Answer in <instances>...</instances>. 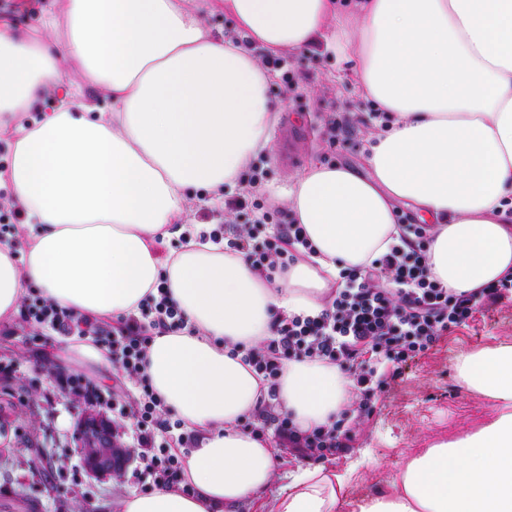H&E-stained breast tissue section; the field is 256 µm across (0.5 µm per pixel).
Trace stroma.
Masks as SVG:
<instances>
[{"mask_svg":"<svg viewBox=\"0 0 512 512\" xmlns=\"http://www.w3.org/2000/svg\"><path fill=\"white\" fill-rule=\"evenodd\" d=\"M280 73L268 87L272 100L285 101L275 125L271 152L258 154L241 174L262 176L256 198L275 224L291 220L285 204L296 176L311 162L347 166L368 173L371 142L386 126L375 103L364 98L349 62L313 45L284 51ZM300 81L287 87L286 78ZM344 127V143L328 139L331 121ZM512 342V300L478 309L467 325L448 331L429 350L409 359L399 379L382 393L372 416L356 428L349 451L327 457V468L357 464L353 491L383 490L402 457L441 434L459 430L486 411L482 398L466 392L456 375V352ZM79 340L25 322L21 315L0 320V362L18 372L0 383V512H120L121 501L153 487L132 459L120 477L90 475L76 441L83 402L64 396L46 401L53 367H79L103 393L120 401L141 387L120 368L103 369L80 356Z\"/></svg>","mask_w":512,"mask_h":512,"instance_id":"stroma-1","label":"stroma"}]
</instances>
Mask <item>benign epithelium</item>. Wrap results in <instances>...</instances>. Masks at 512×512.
I'll list each match as a JSON object with an SVG mask.
<instances>
[{"label":"benign epithelium","instance_id":"benign-epithelium-1","mask_svg":"<svg viewBox=\"0 0 512 512\" xmlns=\"http://www.w3.org/2000/svg\"><path fill=\"white\" fill-rule=\"evenodd\" d=\"M78 439L83 466L88 473L94 476L121 475L131 452L121 444L109 420L96 413H82Z\"/></svg>","mask_w":512,"mask_h":512}]
</instances>
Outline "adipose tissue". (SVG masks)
<instances>
[{
    "label": "adipose tissue",
    "mask_w": 512,
    "mask_h": 512,
    "mask_svg": "<svg viewBox=\"0 0 512 512\" xmlns=\"http://www.w3.org/2000/svg\"><path fill=\"white\" fill-rule=\"evenodd\" d=\"M215 9L272 55L324 43L395 116L370 176L318 163L297 176L287 203L315 253L272 284L211 225L183 221L190 190L221 196L270 149L284 107L267 66L206 25ZM0 140V191L27 216L26 251L0 243V317L31 285L112 317L162 284L186 320L154 337L143 373L198 433L192 491L134 492L121 512H512V343L457 355L485 417L411 451L387 490L353 499L348 475L300 466L270 506L275 450L239 427L267 389L231 353L270 336L275 316L317 315L342 268L387 253L399 202L435 220L429 265L449 289L512 276V0H46L37 28L0 21ZM349 400L335 365L284 363L277 401L301 429Z\"/></svg>",
    "instance_id": "ef3b65f1"
}]
</instances>
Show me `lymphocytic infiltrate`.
I'll return each instance as SVG.
<instances>
[{
	"label": "lymphocytic infiltrate",
	"instance_id": "lymphocytic-infiltrate-1",
	"mask_svg": "<svg viewBox=\"0 0 512 512\" xmlns=\"http://www.w3.org/2000/svg\"><path fill=\"white\" fill-rule=\"evenodd\" d=\"M398 242L365 267L341 273L343 283L328 294L324 309L315 316L275 319L271 335L261 346L235 345L245 364L268 384L266 399L245 424L259 439L272 438L278 451L303 460H320L352 448L356 434L343 420L301 430L276 410L281 366L287 360H322L344 373L357 399V419L374 411L375 396L400 376L406 361L430 349L441 336L465 325L478 307L493 305L512 295V278H503L470 293H455L436 280L429 268L427 246L432 238L427 224L411 223L398 214ZM308 240L302 225L271 224L260 217L236 225L227 248L244 254L266 281L285 273ZM25 319L64 335L112 337V361L131 376L140 375L155 335L183 324L180 311L167 294L143 303L139 313L118 318L105 330L99 317L76 313L37 299L24 303ZM56 393L72 395L92 407H110L111 401L85 376L57 367L52 371ZM136 452L156 485L181 489L183 458L172 453L166 440L172 424L164 405L150 385H143L131 407Z\"/></svg>",
	"mask_w": 512,
	"mask_h": 512
}]
</instances>
